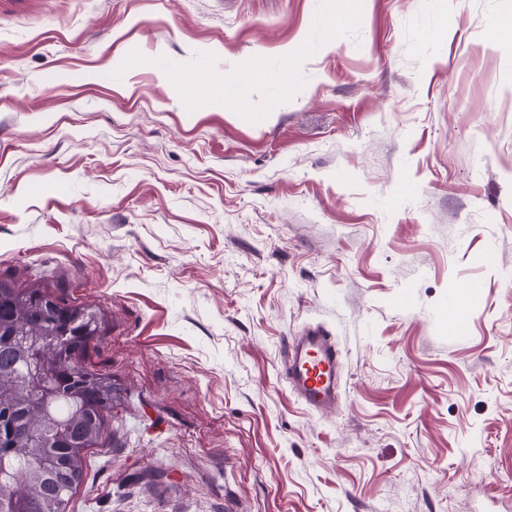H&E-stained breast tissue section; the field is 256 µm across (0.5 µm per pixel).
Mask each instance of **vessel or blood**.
<instances>
[{"label": "vessel or blood", "instance_id": "vessel-or-blood-1", "mask_svg": "<svg viewBox=\"0 0 512 512\" xmlns=\"http://www.w3.org/2000/svg\"><path fill=\"white\" fill-rule=\"evenodd\" d=\"M477 289L476 283H466L450 299L449 323L455 333L465 332L469 300ZM340 358L333 337L318 326L287 341L283 367L285 381L311 411L324 413L335 409L343 388Z\"/></svg>", "mask_w": 512, "mask_h": 512}]
</instances>
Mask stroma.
Instances as JSON below:
<instances>
[{"label":"stroma","mask_w":512,"mask_h":512,"mask_svg":"<svg viewBox=\"0 0 512 512\" xmlns=\"http://www.w3.org/2000/svg\"><path fill=\"white\" fill-rule=\"evenodd\" d=\"M509 11L0 0V273L104 309L120 389L70 512H512ZM479 286L469 282L457 289L450 299L448 308L450 312L449 323L455 333H463L467 329L469 320V300L476 293ZM340 358L336 341L319 326L287 340L285 381L311 411L324 413L336 408L343 388Z\"/></svg>","instance_id":"obj_1"}]
</instances>
